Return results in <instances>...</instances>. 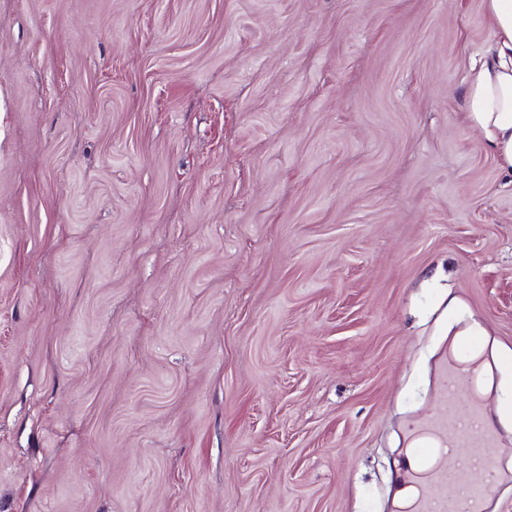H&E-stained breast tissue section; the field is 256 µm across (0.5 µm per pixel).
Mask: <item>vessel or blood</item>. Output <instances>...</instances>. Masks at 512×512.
I'll use <instances>...</instances> for the list:
<instances>
[{
    "instance_id": "vessel-or-blood-1",
    "label": "vessel or blood",
    "mask_w": 512,
    "mask_h": 512,
    "mask_svg": "<svg viewBox=\"0 0 512 512\" xmlns=\"http://www.w3.org/2000/svg\"><path fill=\"white\" fill-rule=\"evenodd\" d=\"M437 380L446 408L421 425L432 443L414 449L413 463L403 476V487L417 490L408 512H487L486 505L497 491L495 480H487L476 490L458 487L446 459L455 449L465 447L471 461L484 462L486 448L495 443V431L486 422L481 400L470 393L473 379L468 369L456 360H441ZM464 391L469 398L462 409L458 401Z\"/></svg>"
}]
</instances>
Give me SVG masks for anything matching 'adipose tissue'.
<instances>
[{
    "label": "adipose tissue",
    "instance_id": "obj_1",
    "mask_svg": "<svg viewBox=\"0 0 512 512\" xmlns=\"http://www.w3.org/2000/svg\"><path fill=\"white\" fill-rule=\"evenodd\" d=\"M484 11L493 40L466 79L463 118L512 178V0H484Z\"/></svg>",
    "mask_w": 512,
    "mask_h": 512
}]
</instances>
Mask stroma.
Here are the masks:
<instances>
[{"label": "stroma", "mask_w": 512, "mask_h": 512, "mask_svg": "<svg viewBox=\"0 0 512 512\" xmlns=\"http://www.w3.org/2000/svg\"><path fill=\"white\" fill-rule=\"evenodd\" d=\"M483 0H0V512H393L451 333L512 472Z\"/></svg>", "instance_id": "1"}]
</instances>
